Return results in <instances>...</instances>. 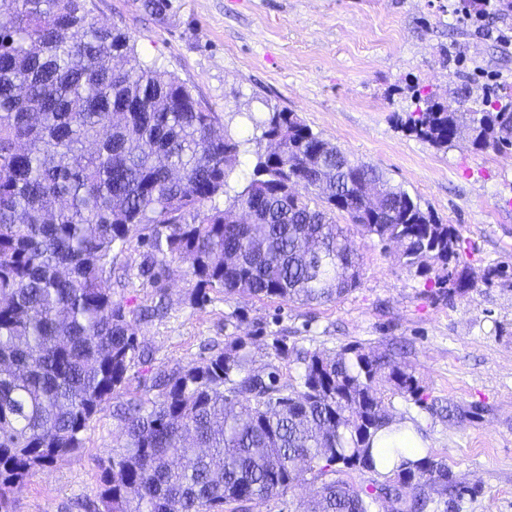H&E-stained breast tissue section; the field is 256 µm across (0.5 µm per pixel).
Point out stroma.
I'll return each instance as SVG.
<instances>
[{"label":"stroma","instance_id":"35a3bbf8","mask_svg":"<svg viewBox=\"0 0 512 512\" xmlns=\"http://www.w3.org/2000/svg\"><path fill=\"white\" fill-rule=\"evenodd\" d=\"M459 0H169L163 16L143 0H89L93 17L135 40L137 61L191 87L239 137L269 108L295 113L351 160L382 171L467 250L459 265L474 283L447 297L407 269L396 246L339 217L361 257L360 284L335 302L243 300L213 291L192 305L195 282L173 264L164 283L168 313L138 321L153 369L204 355V346L253 334L254 369H266L270 336L327 353L346 343L396 346L419 399L394 396L412 423L470 489L459 512H512V149L475 147L461 136L439 149L404 127L426 99L496 111L512 102V17L461 20ZM75 453L35 472L16 512H90L101 459L121 443L104 411Z\"/></svg>","mask_w":512,"mask_h":512}]
</instances>
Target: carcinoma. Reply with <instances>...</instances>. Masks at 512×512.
<instances>
[{"instance_id":"cac0c4a2","label":"carcinoma","mask_w":512,"mask_h":512,"mask_svg":"<svg viewBox=\"0 0 512 512\" xmlns=\"http://www.w3.org/2000/svg\"><path fill=\"white\" fill-rule=\"evenodd\" d=\"M0 18V512L37 470L83 447L88 423L149 355L138 310L113 298L114 259L143 224L151 235L135 277L159 288L187 265L192 304L213 290L249 299L327 303L358 284L345 215L397 242L405 266L435 273L448 296L462 240L377 168L351 161L293 112L255 127L279 154L255 152L229 195L239 139L176 76L135 62V40L91 16L87 0H10ZM406 130L439 148L463 132L481 147L512 146V109L473 111L462 93L426 102ZM305 191H296V183ZM251 336L209 357L159 370L120 402L123 442L104 462L98 512H251L320 482L303 512H455L464 489L429 449L384 480L356 487L342 468L379 474L372 455L401 456L388 395L419 394L385 351L356 343L332 355L284 338L274 359L303 365L284 382L275 363L252 368Z\"/></svg>"}]
</instances>
